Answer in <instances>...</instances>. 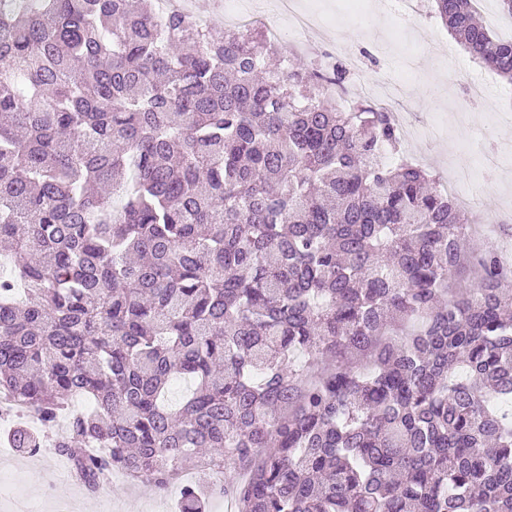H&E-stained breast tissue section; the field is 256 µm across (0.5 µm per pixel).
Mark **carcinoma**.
<instances>
[{
  "mask_svg": "<svg viewBox=\"0 0 512 512\" xmlns=\"http://www.w3.org/2000/svg\"><path fill=\"white\" fill-rule=\"evenodd\" d=\"M428 8L512 84L471 0ZM346 77L156 0H0L10 447L89 492L194 458L179 512H512V267Z\"/></svg>",
  "mask_w": 512,
  "mask_h": 512,
  "instance_id": "carcinoma-1",
  "label": "carcinoma"
}]
</instances>
